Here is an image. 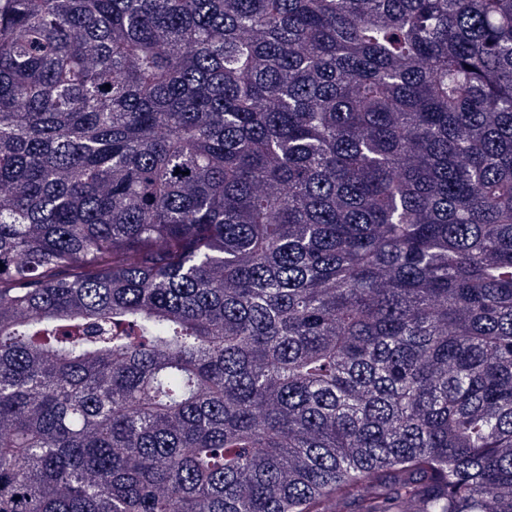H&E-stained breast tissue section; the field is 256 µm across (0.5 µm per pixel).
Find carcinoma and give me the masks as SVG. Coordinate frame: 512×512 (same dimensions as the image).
<instances>
[{"instance_id":"carcinoma-1","label":"carcinoma","mask_w":512,"mask_h":512,"mask_svg":"<svg viewBox=\"0 0 512 512\" xmlns=\"http://www.w3.org/2000/svg\"><path fill=\"white\" fill-rule=\"evenodd\" d=\"M0 264V512H512V0H0Z\"/></svg>"}]
</instances>
